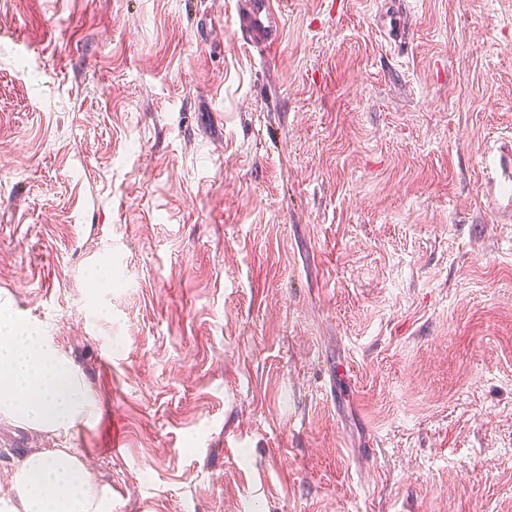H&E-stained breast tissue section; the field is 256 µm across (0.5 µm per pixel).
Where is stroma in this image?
<instances>
[{"instance_id": "1", "label": "stroma", "mask_w": 512, "mask_h": 512, "mask_svg": "<svg viewBox=\"0 0 512 512\" xmlns=\"http://www.w3.org/2000/svg\"><path fill=\"white\" fill-rule=\"evenodd\" d=\"M237 9L0 0V301L95 404L0 420V492L72 448L113 512H512V0ZM249 1L246 12L242 15L238 12L237 26L249 31V38H258L269 42L276 39L277 11L274 9L273 0H245ZM275 26V31L273 27Z\"/></svg>"}]
</instances>
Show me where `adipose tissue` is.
I'll list each match as a JSON object with an SVG mask.
<instances>
[{
    "instance_id": "obj_1",
    "label": "adipose tissue",
    "mask_w": 512,
    "mask_h": 512,
    "mask_svg": "<svg viewBox=\"0 0 512 512\" xmlns=\"http://www.w3.org/2000/svg\"><path fill=\"white\" fill-rule=\"evenodd\" d=\"M41 432L79 430L94 408L70 358L0 302V418ZM0 512H112V489L93 481L70 448L27 454L16 466Z\"/></svg>"
}]
</instances>
